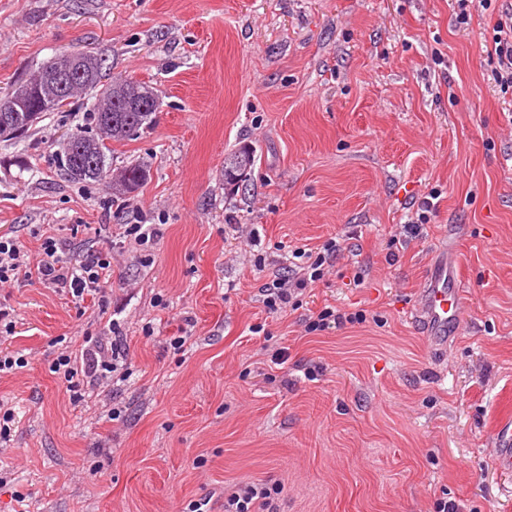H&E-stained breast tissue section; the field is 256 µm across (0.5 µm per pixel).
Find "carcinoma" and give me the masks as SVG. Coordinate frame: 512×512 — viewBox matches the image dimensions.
Segmentation results:
<instances>
[{
    "mask_svg": "<svg viewBox=\"0 0 512 512\" xmlns=\"http://www.w3.org/2000/svg\"><path fill=\"white\" fill-rule=\"evenodd\" d=\"M77 58L83 69L81 81L72 86L68 99L92 91L96 103L93 121L96 133L84 131L66 135L60 143L58 156L63 175L74 182H100L112 177V189L120 195L138 189L146 180V169L140 164L122 167L111 173L108 162L109 143L122 142L136 136L154 123L160 104V90L130 79L105 80L106 64L97 52L90 49L64 50L47 61L33 78L19 84L12 96H27L25 112H0V138H14L28 132L49 112H59L62 106L51 102L45 87V76ZM255 162L252 148L243 146L224 157V185L231 190L244 186Z\"/></svg>",
    "mask_w": 512,
    "mask_h": 512,
    "instance_id": "obj_1",
    "label": "carcinoma"
}]
</instances>
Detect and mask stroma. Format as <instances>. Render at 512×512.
Wrapping results in <instances>:
<instances>
[{"mask_svg": "<svg viewBox=\"0 0 512 512\" xmlns=\"http://www.w3.org/2000/svg\"><path fill=\"white\" fill-rule=\"evenodd\" d=\"M509 8L472 0L462 28L456 0H0V97L73 47L161 91L153 126L111 145L113 167L149 169L117 199L57 158L91 130L92 95L0 139V236L32 261L44 233L72 261L112 252L104 315L33 277L0 288L16 322L0 355L27 360L0 375L16 411L0 512H224L213 492L239 480L281 483L280 512H512L492 462L512 422V90L484 45ZM244 145L255 165L231 193L224 156ZM128 224L158 235L122 244ZM332 238V273L268 312L272 273ZM444 245L466 307L439 353L414 310ZM327 306L364 320L305 334ZM112 317L132 375L72 404L50 366ZM440 194L437 191L431 192L429 194V198L425 197L421 203L420 213L417 215L416 221H411L409 224H404L401 226V231H399L400 235H404L405 238L415 237L420 231V224H426L430 217L428 213L432 212L433 208L436 204L432 202V200L437 199Z\"/></svg>", "mask_w": 512, "mask_h": 512, "instance_id": "35a3bbf8", "label": "stroma"}]
</instances>
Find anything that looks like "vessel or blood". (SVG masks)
Returning a JSON list of instances; mask_svg holds the SVG:
<instances>
[{
  "mask_svg": "<svg viewBox=\"0 0 512 512\" xmlns=\"http://www.w3.org/2000/svg\"><path fill=\"white\" fill-rule=\"evenodd\" d=\"M465 304L462 283L453 269L433 268L418 299L416 318L436 350H443L459 336ZM498 448L494 460L504 470L512 469V427L500 428L496 434Z\"/></svg>",
  "mask_w": 512,
  "mask_h": 512,
  "instance_id": "vessel-or-blood-1",
  "label": "vessel or blood"
}]
</instances>
